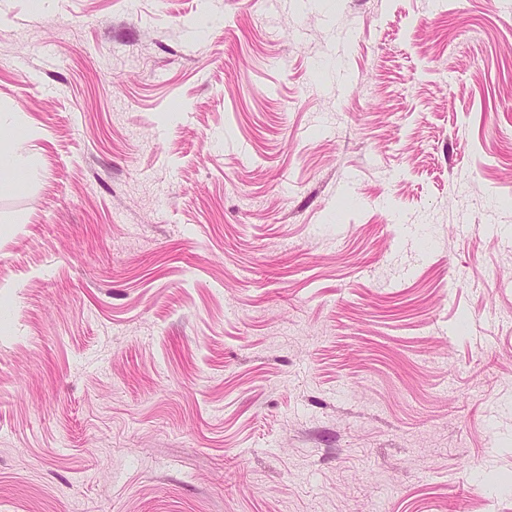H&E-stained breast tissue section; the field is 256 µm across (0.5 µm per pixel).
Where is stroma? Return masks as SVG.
Wrapping results in <instances>:
<instances>
[{"label":"stroma","mask_w":512,"mask_h":512,"mask_svg":"<svg viewBox=\"0 0 512 512\" xmlns=\"http://www.w3.org/2000/svg\"><path fill=\"white\" fill-rule=\"evenodd\" d=\"M0 512H512V0H0ZM14 124L2 118L0 114V190H14L17 184L6 178L17 170L34 171L40 164V159L34 154H18L13 147L12 137ZM5 177V178H2Z\"/></svg>","instance_id":"35a3bbf8"}]
</instances>
